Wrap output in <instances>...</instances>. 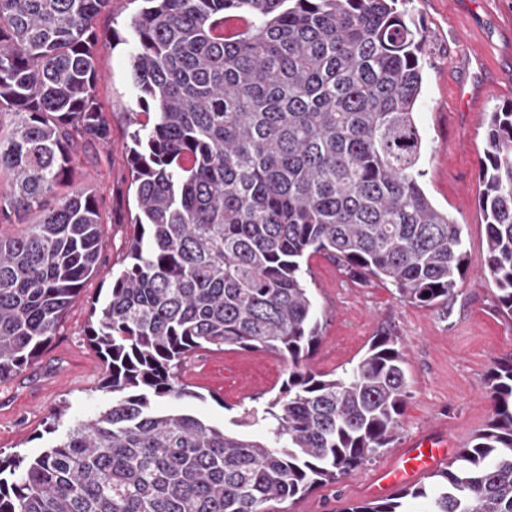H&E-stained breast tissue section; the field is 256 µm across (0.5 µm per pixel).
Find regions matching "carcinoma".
Returning a JSON list of instances; mask_svg holds the SVG:
<instances>
[{
    "instance_id": "carcinoma-1",
    "label": "carcinoma",
    "mask_w": 512,
    "mask_h": 512,
    "mask_svg": "<svg viewBox=\"0 0 512 512\" xmlns=\"http://www.w3.org/2000/svg\"><path fill=\"white\" fill-rule=\"evenodd\" d=\"M142 2L128 22L135 231L86 332L112 405L33 459L0 458V512H273L336 481L395 441L406 359L383 334L341 375L312 371L304 264L322 253L445 315L470 265L462 225L423 188L429 34L405 0ZM107 3L0 0V217L27 225L0 236V380L38 358L98 269L96 198L73 179L75 136L109 130L94 63ZM479 178L482 273L512 317V102L485 117ZM231 348L288 364L264 436L155 406L192 395L187 357ZM487 393V424L430 484L345 512H512V359Z\"/></svg>"
}]
</instances>
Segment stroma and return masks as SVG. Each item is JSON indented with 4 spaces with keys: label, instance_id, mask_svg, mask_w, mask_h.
Wrapping results in <instances>:
<instances>
[{
    "label": "stroma",
    "instance_id": "obj_1",
    "mask_svg": "<svg viewBox=\"0 0 512 512\" xmlns=\"http://www.w3.org/2000/svg\"><path fill=\"white\" fill-rule=\"evenodd\" d=\"M136 9L134 0H111L96 18L103 36L95 51L96 91L109 140L81 137L75 146V183L95 194L102 219L99 268L84 281L40 357L0 382V454L6 456L33 457L54 444L57 436L49 426L57 409H65L66 421L72 422L112 403L111 392L101 387L107 365L85 330L113 271L123 266L134 231L136 202L125 145L135 100L127 25ZM408 9L430 35L415 115L423 137L424 186L434 204L462 224L470 269L459 279L452 311L444 316L438 308L400 301L379 281L352 282L323 254L310 257L308 283L322 317V338L310 368L341 374L385 332L396 336L404 351L409 397L391 448L287 505L285 512H343L373 500L380 473L429 428L447 434L448 454L456 456L488 420L490 368L512 357V318L499 311L494 286L479 276L485 222L478 175L483 117L512 101V82L496 76L497 69H512V0H410ZM191 360L181 376L194 398L162 399L159 408L184 410L229 430L245 410L274 396L288 374L279 355L264 351L201 349Z\"/></svg>",
    "mask_w": 512,
    "mask_h": 512
}]
</instances>
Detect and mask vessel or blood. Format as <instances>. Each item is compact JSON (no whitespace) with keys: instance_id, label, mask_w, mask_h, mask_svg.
<instances>
[{"instance_id":"vessel-or-blood-1","label":"vessel or blood","mask_w":512,"mask_h":512,"mask_svg":"<svg viewBox=\"0 0 512 512\" xmlns=\"http://www.w3.org/2000/svg\"><path fill=\"white\" fill-rule=\"evenodd\" d=\"M446 433L431 430L416 436L408 443L393 466L379 476V490L405 484L416 477L433 471L446 458Z\"/></svg>"}]
</instances>
